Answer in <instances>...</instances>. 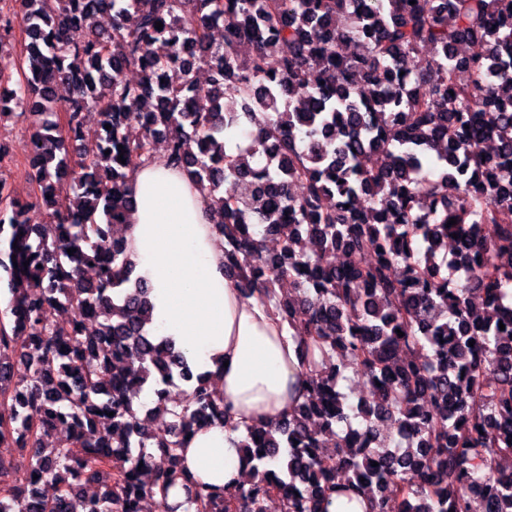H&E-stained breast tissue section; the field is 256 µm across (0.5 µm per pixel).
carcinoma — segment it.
Segmentation results:
<instances>
[{
  "instance_id": "cac0c4a2",
  "label": "carcinoma",
  "mask_w": 512,
  "mask_h": 512,
  "mask_svg": "<svg viewBox=\"0 0 512 512\" xmlns=\"http://www.w3.org/2000/svg\"><path fill=\"white\" fill-rule=\"evenodd\" d=\"M17 25L0 117L29 134L35 201L0 181V274L18 286L0 312V445L31 463L0 457V512L35 478L55 493L29 512H176V486L195 512H266L273 497L328 512L350 492L369 512H512V0H0V59ZM241 124L250 142L229 154ZM161 139L213 197L226 270L287 325L308 384L294 414L246 429L256 464L235 498L185 473L189 431L224 424V397L153 335L117 233ZM345 366L373 388L356 408ZM162 376L179 399L146 434L130 382L150 394ZM388 420L408 447L384 443ZM61 421L67 443L47 444Z\"/></svg>"
}]
</instances>
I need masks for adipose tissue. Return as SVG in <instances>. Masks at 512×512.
Instances as JSON below:
<instances>
[{
    "instance_id": "obj_1",
    "label": "adipose tissue",
    "mask_w": 512,
    "mask_h": 512,
    "mask_svg": "<svg viewBox=\"0 0 512 512\" xmlns=\"http://www.w3.org/2000/svg\"><path fill=\"white\" fill-rule=\"evenodd\" d=\"M135 205L123 232L135 276L150 287L155 335L174 341L224 394L226 425L195 430L182 450L196 481L235 490L249 465L240 433L293 413L302 378L296 345L257 297L224 272L212 201L185 171L155 159L130 177Z\"/></svg>"
}]
</instances>
